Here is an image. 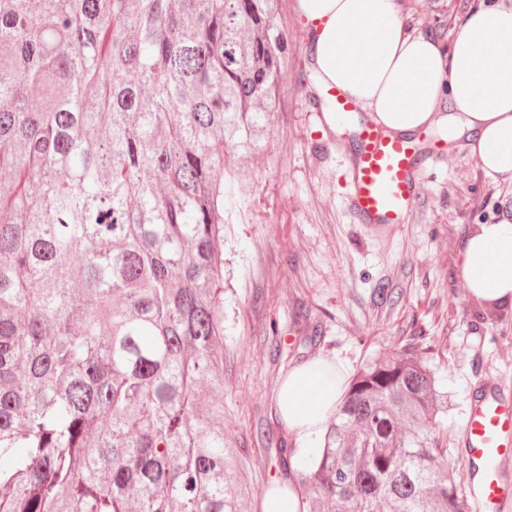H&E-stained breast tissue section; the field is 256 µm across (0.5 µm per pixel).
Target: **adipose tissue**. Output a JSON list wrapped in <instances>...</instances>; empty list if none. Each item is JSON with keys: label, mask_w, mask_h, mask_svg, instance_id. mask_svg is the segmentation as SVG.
<instances>
[{"label": "adipose tissue", "mask_w": 512, "mask_h": 512, "mask_svg": "<svg viewBox=\"0 0 512 512\" xmlns=\"http://www.w3.org/2000/svg\"><path fill=\"white\" fill-rule=\"evenodd\" d=\"M403 4L296 0L323 88L349 96L400 134L430 125L447 106L448 129L470 131L469 151L484 173L512 180V0H484L449 46L410 30ZM460 276L475 298L512 299V221L480 225L465 238ZM342 394L322 361L289 371L278 411L299 443L296 470Z\"/></svg>", "instance_id": "obj_1"}]
</instances>
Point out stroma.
Here are the masks:
<instances>
[{"label": "stroma", "mask_w": 512, "mask_h": 512, "mask_svg": "<svg viewBox=\"0 0 512 512\" xmlns=\"http://www.w3.org/2000/svg\"><path fill=\"white\" fill-rule=\"evenodd\" d=\"M479 0H406L413 28L452 43ZM282 0L288 66L265 143L225 177L224 439L251 487L248 512L280 475L263 453L287 437L275 412L288 369L312 357L343 362L413 347L448 399L443 445L460 481L461 423L488 381L512 388V309L481 310L459 275L462 244L477 226L512 220V180L492 178L465 139L427 178L410 223L386 237L354 223L342 204L346 171L331 129L300 82L309 32ZM392 291L382 300L380 289Z\"/></svg>", "instance_id": "obj_1"}]
</instances>
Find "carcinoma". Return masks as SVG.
I'll return each instance as SVG.
<instances>
[{
    "instance_id": "cac0c4a2",
    "label": "carcinoma",
    "mask_w": 512,
    "mask_h": 512,
    "mask_svg": "<svg viewBox=\"0 0 512 512\" xmlns=\"http://www.w3.org/2000/svg\"><path fill=\"white\" fill-rule=\"evenodd\" d=\"M279 3L0 0V512H244L224 176L276 106ZM447 414L422 359L367 361L300 512H466Z\"/></svg>"
}]
</instances>
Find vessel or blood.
Returning <instances> with one entry per match:
<instances>
[{
    "mask_svg": "<svg viewBox=\"0 0 512 512\" xmlns=\"http://www.w3.org/2000/svg\"><path fill=\"white\" fill-rule=\"evenodd\" d=\"M330 119L353 124L345 206L349 214L372 231H388L407 223L420 199L423 179L447 147L413 135L385 131L377 119L358 118V105L336 94ZM463 463L468 469V493L483 512H504L512 503L500 476L512 461V390L491 383L472 397L461 430Z\"/></svg>",
    "mask_w": 512,
    "mask_h": 512,
    "instance_id": "1",
    "label": "vessel or blood"
}]
</instances>
